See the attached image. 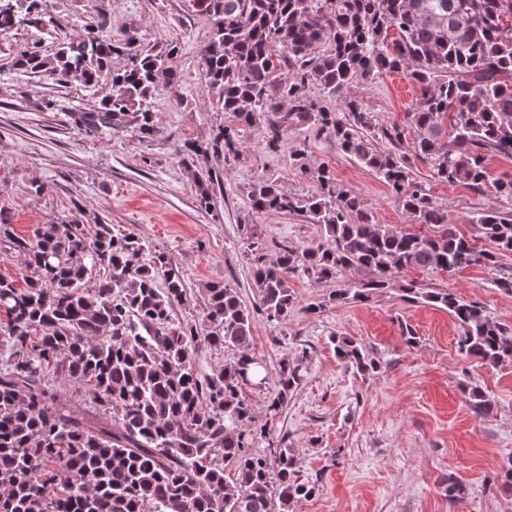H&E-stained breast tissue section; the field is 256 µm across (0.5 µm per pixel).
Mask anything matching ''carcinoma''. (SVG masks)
<instances>
[{
	"mask_svg": "<svg viewBox=\"0 0 512 512\" xmlns=\"http://www.w3.org/2000/svg\"><path fill=\"white\" fill-rule=\"evenodd\" d=\"M46 0H0V36L21 24L40 32L62 27ZM211 22L200 48L207 94L231 124L208 141H186L183 163H228L241 152L244 129L257 127L265 149L278 152L288 133L311 129L374 172L413 223L429 234L393 230L361 198L336 189L327 168L311 173L316 191L298 200L271 178L249 192L251 213H297L320 225L322 239L302 250L283 247L271 263L257 261L259 311L283 323L298 301L297 272L330 280L347 269L368 278L311 303L364 302L395 285L406 271L459 272L494 266L512 255V210L473 217L493 249L458 231L448 210L413 177L409 157L394 144L401 129L379 127L352 93L383 72L402 71L419 97L406 113L414 156L437 181L480 189L491 154L512 157V0H200ZM86 33L45 54L34 41L13 51L12 64L56 84H104L109 94L85 117L118 130L127 117L140 138L160 133L153 109L160 88L176 80V47L158 50L126 32L114 39ZM125 64L112 66V58ZM317 86L331 107L307 94ZM218 176L199 178L198 203L209 208ZM512 206V174L492 182ZM0 209V246L22 259L23 285L0 278V337L9 356L0 367V512H292L316 485L300 479L292 451L267 424L255 426L244 395L247 381L265 383L253 355L254 311L238 288L205 289L201 322L176 323L186 297L180 266L133 233H116L100 218L65 217L37 225L27 237L10 231ZM407 301L448 310L462 329V354L492 367L512 365V326L490 319L478 303L416 280L400 285ZM230 348L235 361L202 376L198 348ZM336 357L350 369L379 364L354 340L336 339ZM62 376L90 400L77 414L54 380ZM267 405L276 418L298 385V366L285 362ZM263 439L279 452L253 451Z\"/></svg>",
	"mask_w": 512,
	"mask_h": 512,
	"instance_id": "obj_1",
	"label": "carcinoma"
}]
</instances>
